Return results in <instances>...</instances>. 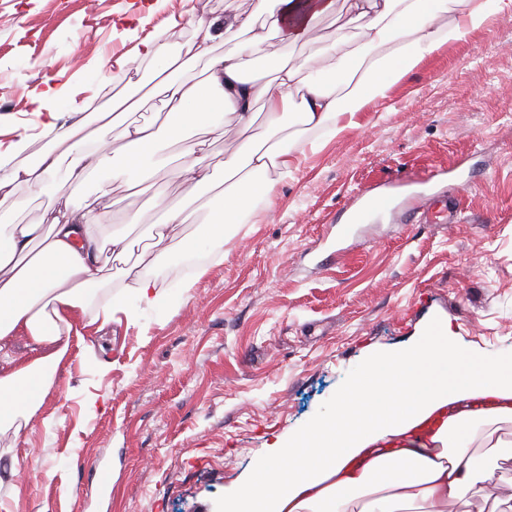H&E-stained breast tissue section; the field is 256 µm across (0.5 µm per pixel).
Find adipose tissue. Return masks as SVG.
I'll return each instance as SVG.
<instances>
[{
  "instance_id": "ef3b65f1",
  "label": "adipose tissue",
  "mask_w": 512,
  "mask_h": 512,
  "mask_svg": "<svg viewBox=\"0 0 512 512\" xmlns=\"http://www.w3.org/2000/svg\"><path fill=\"white\" fill-rule=\"evenodd\" d=\"M338 0H254L251 11L238 0H224L223 18L191 14L192 52L182 56L169 38L156 33L143 39L137 57L154 65L147 96L130 89L114 93L105 110L113 120L138 111L146 99L158 100L166 114L162 124H130L124 129V153L117 156L83 122L65 123L55 106L52 84L33 98L41 132L58 150L43 153L29 166L12 165L0 153V197L26 184L50 189L57 170L70 182L88 173L105 183L147 176L160 140L185 141L181 176L185 197L195 200L214 175L203 141H186L187 127L211 135L225 119L241 130L263 105L271 122L268 144L257 147L240 139L224 154V199L211 214L206 249L224 246V235L242 223L256 199L276 187L269 170L287 174L298 164L299 149L290 140L307 132L331 138L345 117L354 116L388 90L426 55L449 42L464 40L471 30L496 17L512 16V0H467V11L448 24V0H347L362 20L363 46L374 52L368 67L343 56V30L321 35L325 17ZM292 43H324V50L302 67L266 49L269 34ZM234 41L236 53L214 55L216 40ZM207 61L205 81L182 77L198 59ZM273 72L268 81L252 73L254 61ZM300 95H293V88ZM153 204L163 220L152 225L154 250L141 263L155 264L174 230L187 221L183 205L165 201L156 188ZM111 218L103 208L66 204L41 224L0 225V432L20 435L37 416L53 377L70 348L72 321L89 307L110 322L125 298L146 304L162 300L157 283L136 276L123 293L97 303L94 287L106 281L103 248L123 258L125 235L106 233ZM18 337L38 350L30 359L12 357L7 348ZM512 425V360L449 351L446 328L399 351L371 358L347 386L335 417L271 445L256 477L229 493L224 512H448L481 495V512H507L505 501L481 493L492 465L512 460V440L496 428ZM488 463V470L477 467Z\"/></svg>"
}]
</instances>
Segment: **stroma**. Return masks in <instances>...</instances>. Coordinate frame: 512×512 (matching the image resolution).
Masks as SVG:
<instances>
[{"mask_svg":"<svg viewBox=\"0 0 512 512\" xmlns=\"http://www.w3.org/2000/svg\"><path fill=\"white\" fill-rule=\"evenodd\" d=\"M224 14V0H0V152L28 139L16 161L55 148L40 133L32 98L51 79L62 103L85 108L89 129L114 152L117 127L95 122L110 61L174 29L186 52V12ZM234 121L212 139L214 181L190 206L177 239L205 237L224 196V152ZM181 143L163 146L153 180L104 188L57 176L22 186L0 215L38 224L66 201L108 205L113 230L141 240L160 223L150 198L165 185L183 198ZM461 187L455 224H395L379 213L356 240L337 241L357 194L393 180ZM143 221L129 226L128 212ZM185 249L149 274L168 307L139 304L134 319L78 318L65 363L39 415L20 436L0 437L20 470L0 489L8 512H224L269 443L335 413L370 357L404 349L447 324L452 348L512 358V18L427 55L386 98L355 113L319 150H306L219 251L203 250L188 292L177 276ZM108 467L102 487L97 468Z\"/></svg>","mask_w":512,"mask_h":512,"instance_id":"35a3bbf8","label":"stroma"}]
</instances>
